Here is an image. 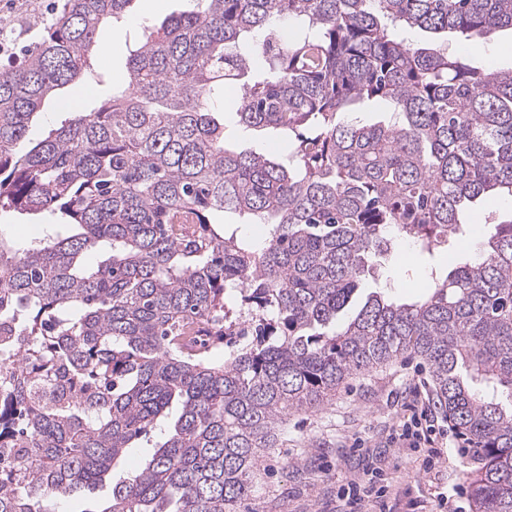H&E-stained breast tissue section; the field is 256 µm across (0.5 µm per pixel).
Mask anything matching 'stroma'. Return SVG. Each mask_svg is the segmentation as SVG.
<instances>
[{
    "mask_svg": "<svg viewBox=\"0 0 512 512\" xmlns=\"http://www.w3.org/2000/svg\"><path fill=\"white\" fill-rule=\"evenodd\" d=\"M60 0H0V69L19 62L28 46L50 23ZM191 0H134L127 18L105 28L100 37L112 49L97 66L101 84H90L81 102L84 109L99 106L112 83L127 77L128 49L145 27L173 13L192 9ZM448 49L463 53L478 67L512 69V31L495 30L476 40L449 39ZM72 87L46 100L31 124L27 140L46 138L70 117L66 106ZM512 216V200L483 196L470 218L468 236L455 242L442 263L455 267L478 253L488 235L486 224ZM57 218L48 213L0 211V232L27 245L53 233ZM427 259L412 245L394 243L378 257L368 291L409 301L426 295ZM423 403L431 419L443 425L448 444L432 471H423L420 455L392 443L390 436L406 420L414 403ZM469 459L458 433L439 407L431 372L417 355L399 356L387 365L357 374L335 395L316 408L291 414L282 426L275 447L264 449L252 476L253 491L239 512H351L345 496L353 479H373L386 491L391 512H439L438 497L447 495L460 512H470L466 494Z\"/></svg>",
    "mask_w": 512,
    "mask_h": 512,
    "instance_id": "stroma-1",
    "label": "stroma"
}]
</instances>
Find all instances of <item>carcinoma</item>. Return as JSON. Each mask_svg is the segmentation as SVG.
Masks as SVG:
<instances>
[{"mask_svg": "<svg viewBox=\"0 0 512 512\" xmlns=\"http://www.w3.org/2000/svg\"><path fill=\"white\" fill-rule=\"evenodd\" d=\"M133 2L63 0L0 69V209L65 229L26 246L0 232V512H48L157 430L97 512H237L289 414L407 353L466 441L471 512H512V218L428 296L371 292L336 324L393 241L430 253L477 199L512 198V71L403 37L512 30V0H194L145 31L99 107L22 148ZM227 86L278 152L226 147ZM377 98L395 121L345 116ZM213 339L236 345L222 363Z\"/></svg>", "mask_w": 512, "mask_h": 512, "instance_id": "cac0c4a2", "label": "carcinoma"}]
</instances>
